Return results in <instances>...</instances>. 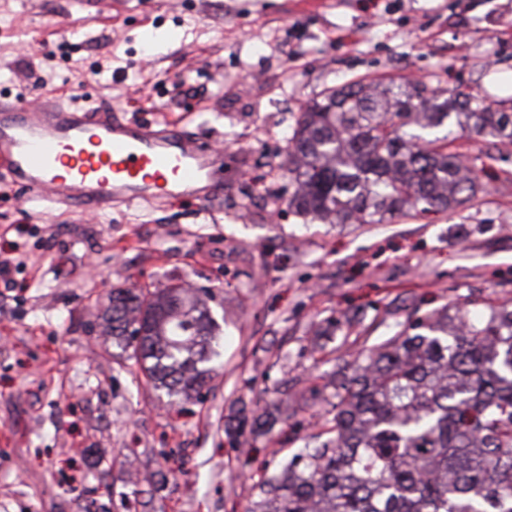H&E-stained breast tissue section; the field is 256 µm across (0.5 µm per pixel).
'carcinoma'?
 <instances>
[{
	"instance_id": "carcinoma-1",
	"label": "carcinoma",
	"mask_w": 512,
	"mask_h": 512,
	"mask_svg": "<svg viewBox=\"0 0 512 512\" xmlns=\"http://www.w3.org/2000/svg\"><path fill=\"white\" fill-rule=\"evenodd\" d=\"M512 144V112L459 88L405 76L323 92L288 139L296 213L323 224H382L447 211L482 186L453 143ZM207 289H112L101 320L146 381L201 394L222 356ZM425 315L332 372L331 415L313 446L265 474L249 512H512V307L473 299ZM295 411L239 419L270 434Z\"/></svg>"
}]
</instances>
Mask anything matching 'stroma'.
I'll return each instance as SVG.
<instances>
[{
  "label": "stroma",
  "instance_id": "1",
  "mask_svg": "<svg viewBox=\"0 0 512 512\" xmlns=\"http://www.w3.org/2000/svg\"><path fill=\"white\" fill-rule=\"evenodd\" d=\"M0 99L106 102L232 157L224 196L44 213L0 176V512H248L262 463L303 447L323 374L421 311L512 303V144L457 146L483 190L452 211L319 224L288 207V138L320 93L406 76L512 112V0H0ZM212 289L223 365L184 400L147 386L101 333L116 288ZM317 398L290 440L224 427ZM164 471L149 494L131 475Z\"/></svg>",
  "mask_w": 512,
  "mask_h": 512
}]
</instances>
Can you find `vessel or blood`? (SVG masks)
Instances as JSON below:
<instances>
[{
    "label": "vessel or blood",
    "instance_id": "obj_1",
    "mask_svg": "<svg viewBox=\"0 0 512 512\" xmlns=\"http://www.w3.org/2000/svg\"><path fill=\"white\" fill-rule=\"evenodd\" d=\"M224 156L177 126L126 120L111 106L0 100V174L52 209L203 205L224 191Z\"/></svg>",
    "mask_w": 512,
    "mask_h": 512
}]
</instances>
